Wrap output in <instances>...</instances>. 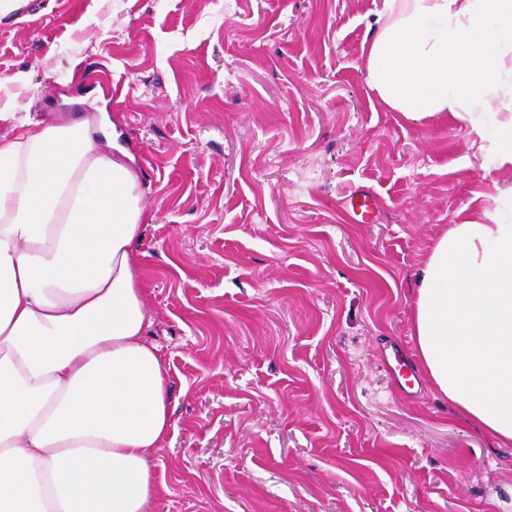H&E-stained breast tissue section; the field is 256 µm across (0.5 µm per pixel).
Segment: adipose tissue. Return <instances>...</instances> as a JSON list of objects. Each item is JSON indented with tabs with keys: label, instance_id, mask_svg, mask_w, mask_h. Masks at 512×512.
Segmentation results:
<instances>
[{
	"label": "adipose tissue",
	"instance_id": "adipose-tissue-1",
	"mask_svg": "<svg viewBox=\"0 0 512 512\" xmlns=\"http://www.w3.org/2000/svg\"><path fill=\"white\" fill-rule=\"evenodd\" d=\"M372 89L408 119L492 117L512 169V0H384ZM0 512H152L169 374L137 272L139 173L116 125L0 105ZM421 265L415 359L470 426L512 444V192Z\"/></svg>",
	"mask_w": 512,
	"mask_h": 512
}]
</instances>
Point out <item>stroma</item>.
Masks as SVG:
<instances>
[{"label": "stroma", "mask_w": 512, "mask_h": 512, "mask_svg": "<svg viewBox=\"0 0 512 512\" xmlns=\"http://www.w3.org/2000/svg\"><path fill=\"white\" fill-rule=\"evenodd\" d=\"M383 0H29L0 93L121 118L139 271L171 381L154 512H512V446L420 383L415 276L512 170L370 87ZM80 68H73V61ZM376 197L351 223L353 191Z\"/></svg>", "instance_id": "1"}]
</instances>
